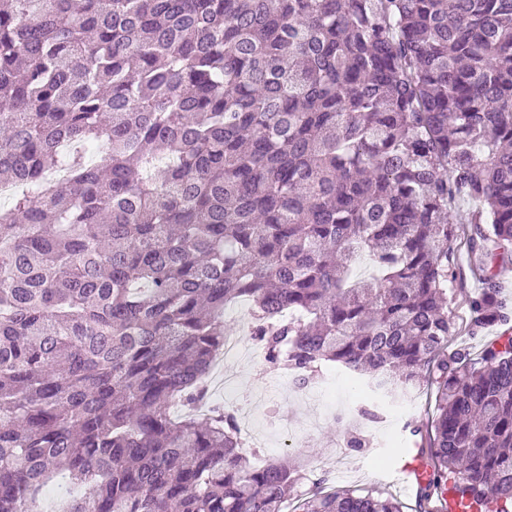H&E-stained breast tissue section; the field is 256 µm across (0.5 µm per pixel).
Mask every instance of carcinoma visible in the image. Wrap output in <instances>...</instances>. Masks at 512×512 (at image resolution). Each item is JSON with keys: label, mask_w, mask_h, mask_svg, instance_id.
I'll use <instances>...</instances> for the list:
<instances>
[{"label": "carcinoma", "mask_w": 512, "mask_h": 512, "mask_svg": "<svg viewBox=\"0 0 512 512\" xmlns=\"http://www.w3.org/2000/svg\"><path fill=\"white\" fill-rule=\"evenodd\" d=\"M2 184L0 512H402L171 418L234 300L302 385L436 387L415 512H512V336L448 346L512 320L448 313L455 202L512 261V0H0ZM501 333V329L497 325H491L487 327L484 332L478 336L473 337L467 334H461L459 336H452L449 339V345L451 348L466 347L470 350L473 357L477 358L482 345L490 339L496 338Z\"/></svg>", "instance_id": "1"}]
</instances>
